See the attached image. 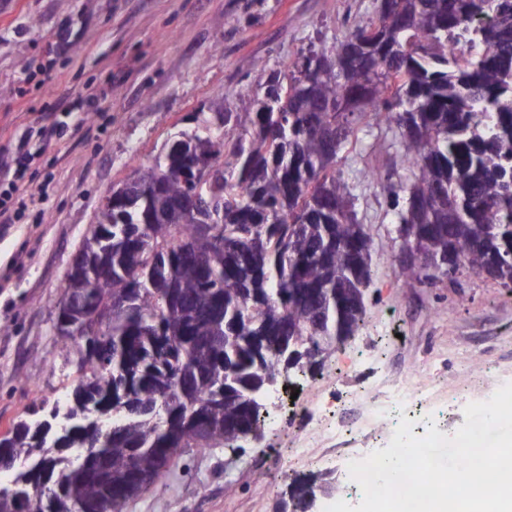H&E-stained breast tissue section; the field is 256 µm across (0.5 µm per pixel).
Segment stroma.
<instances>
[{
    "label": "stroma",
    "instance_id": "stroma-1",
    "mask_svg": "<svg viewBox=\"0 0 512 512\" xmlns=\"http://www.w3.org/2000/svg\"><path fill=\"white\" fill-rule=\"evenodd\" d=\"M376 18V0H0V148L35 120L61 125L31 166L46 201L0 232V430L34 399H66L78 377V353L55 329L57 304L108 190L172 136L262 93L302 51L332 47ZM62 26L72 47L60 57ZM89 84L102 95L98 107L67 111ZM398 142L396 128L362 124L339 153L372 238L365 318L319 371L271 394L282 418L317 424L318 404L329 401L338 418L358 420L354 391L411 370L424 409L450 436L483 384L512 383V289L470 272L456 288L404 282L398 217L365 175L402 176ZM303 434L267 428L234 453L184 449L126 512H280L300 482L313 483L322 510L351 494L348 460L302 445Z\"/></svg>",
    "mask_w": 512,
    "mask_h": 512
}]
</instances>
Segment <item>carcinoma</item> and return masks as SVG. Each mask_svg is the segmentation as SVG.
I'll list each match as a JSON object with an SVG mask.
<instances>
[{"mask_svg": "<svg viewBox=\"0 0 512 512\" xmlns=\"http://www.w3.org/2000/svg\"><path fill=\"white\" fill-rule=\"evenodd\" d=\"M377 21L355 26L331 50L322 71L301 54L284 76L274 73L263 96H243L224 113V127L186 134L187 148L214 162L202 196L222 205L223 222L196 215L164 219L183 190L179 159L164 144L139 170L144 185L166 180V197L150 202L154 221L112 228V258H104L98 225L80 248L112 267L96 285L73 282L98 298L135 305L131 315L99 316L96 338L76 340L84 374L62 402L35 401L27 418L0 437V460L25 466L9 483L19 498L0 495V512H125L142 492L137 477L155 482L167 457L183 448H236L257 433L266 406L253 394L277 386L290 370L275 353L283 325L309 338L321 360L334 343L358 330L364 307L350 296L371 284L372 252L357 223L349 185L336 169L343 143L357 126L393 125L400 131L405 178L393 182L370 171L393 206L400 193L419 197L412 224L439 258L454 254L452 276L491 267L512 288V0H376ZM378 30L371 58L351 53ZM293 82L281 110L265 96ZM364 101L343 105L345 91ZM324 295L317 312L299 297ZM330 337L319 345L318 337ZM165 404L170 421L147 413ZM96 407L120 427L108 439L95 425L68 444H48L34 424L56 407L79 413ZM65 486L52 501L38 496L31 466L43 459Z\"/></svg>", "mask_w": 512, "mask_h": 512, "instance_id": "1", "label": "carcinoma"}]
</instances>
